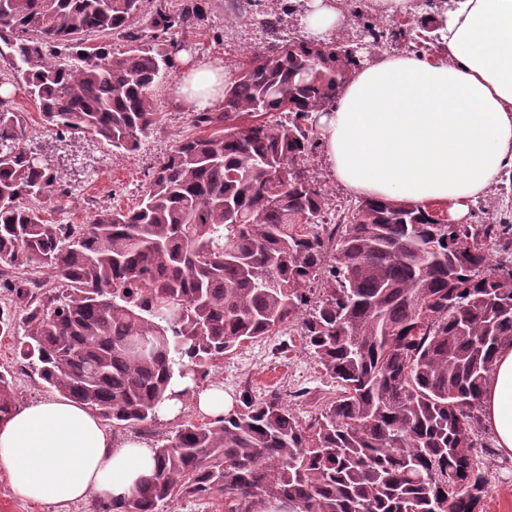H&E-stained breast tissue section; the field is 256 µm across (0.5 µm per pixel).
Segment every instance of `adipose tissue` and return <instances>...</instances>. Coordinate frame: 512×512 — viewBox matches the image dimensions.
<instances>
[{"label":"adipose tissue","instance_id":"obj_1","mask_svg":"<svg viewBox=\"0 0 512 512\" xmlns=\"http://www.w3.org/2000/svg\"><path fill=\"white\" fill-rule=\"evenodd\" d=\"M429 19L434 53L374 55L315 122L327 168L351 194L439 203L449 223L462 224L512 170V0H444ZM345 20L342 0H307L300 17L323 43ZM180 65L178 92L192 110L222 101V62L184 55ZM480 403L498 448L511 453L512 345L499 349ZM154 468L146 443H113L85 405L66 398L19 407L0 424V470L31 501L93 493L120 502Z\"/></svg>","mask_w":512,"mask_h":512}]
</instances>
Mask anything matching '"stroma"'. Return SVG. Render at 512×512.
Here are the masks:
<instances>
[{"instance_id":"35a3bbf8","label":"stroma","mask_w":512,"mask_h":512,"mask_svg":"<svg viewBox=\"0 0 512 512\" xmlns=\"http://www.w3.org/2000/svg\"><path fill=\"white\" fill-rule=\"evenodd\" d=\"M205 8V25L185 37L187 51L198 59L221 60L224 75L229 79L235 77L247 51L267 47L262 26L267 16H284L280 42L303 35L297 15L300 0H206ZM0 76L10 80L15 109L27 115L32 147L49 160L60 184L71 191L66 208H57L47 199L40 202L47 217L56 224H85L98 211L135 207L150 174L175 142L196 134L191 123L192 111L177 93L180 76L176 73L155 90V130L131 152L112 149L91 136L61 133L44 125L25 84L16 79L4 57H0ZM16 342L13 336L0 337V367L12 368L19 405L49 398V390L36 374L16 370ZM215 379L233 397L244 390L256 396L278 394L306 424L315 417L321 403L337 395L335 381L306 350L296 323L284 333L242 344L225 357ZM475 453L492 479L484 512H512V454L497 448L493 433L486 427L477 438ZM97 502L94 495L66 505L28 501L15 494L7 473L0 470V512H94Z\"/></svg>"}]
</instances>
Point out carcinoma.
Instances as JSON below:
<instances>
[{
    "label": "carcinoma",
    "instance_id": "cac0c4a2",
    "mask_svg": "<svg viewBox=\"0 0 512 512\" xmlns=\"http://www.w3.org/2000/svg\"><path fill=\"white\" fill-rule=\"evenodd\" d=\"M205 14L200 0H0V42L46 124L130 150L154 130L177 35ZM354 17L369 40L251 51L141 203L87 224H48L30 205L68 191L33 152L25 113L0 96V281L12 296L0 336L25 326L16 365L136 429L193 392L175 385L208 381L236 345L299 320L339 388L307 426L276 394L177 425L152 446V474L96 512H160L187 496L222 498L224 512H482L489 477L474 448L495 354L512 343V224H450L441 210L366 198L346 223L327 222L307 165L312 113L396 36ZM59 45L69 55L56 60ZM34 264L60 293L17 276ZM17 403L0 370V422Z\"/></svg>",
    "mask_w": 512,
    "mask_h": 512
}]
</instances>
